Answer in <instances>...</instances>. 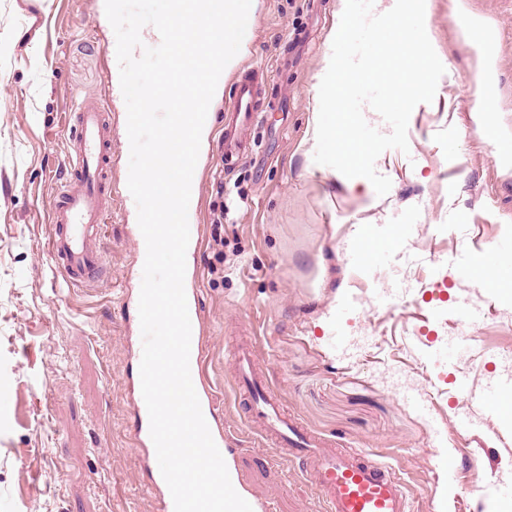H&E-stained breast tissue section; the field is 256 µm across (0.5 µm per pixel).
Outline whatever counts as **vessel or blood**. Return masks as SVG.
<instances>
[{"label":"vessel or blood","instance_id":"b4317fda","mask_svg":"<svg viewBox=\"0 0 512 512\" xmlns=\"http://www.w3.org/2000/svg\"><path fill=\"white\" fill-rule=\"evenodd\" d=\"M233 93L225 107L224 155L243 154L245 129L258 123L262 85L258 73L242 65L232 70ZM73 134L69 140V178L50 204L49 256L53 268L76 288L97 284L106 275L99 244L103 224L112 209L110 173L112 124L107 109L86 106L70 115ZM191 321L190 371L202 412L217 446L232 444L216 405L213 383L205 370L202 311L197 292L187 296ZM252 340L237 344L234 353L235 381L247 395L246 417L264 440L296 463L318 493L325 512H411L405 484L396 470L370 453L337 448L304 428L288 412L280 394L269 387L255 368ZM130 395L137 414L133 445L150 467L151 483L161 512H174V503L163 479L149 432V417L140 382H133ZM231 482L253 512H275L272 499L250 496L238 470H230Z\"/></svg>","mask_w":512,"mask_h":512}]
</instances>
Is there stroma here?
I'll use <instances>...</instances> for the list:
<instances>
[{
  "instance_id": "1",
  "label": "stroma",
  "mask_w": 512,
  "mask_h": 512,
  "mask_svg": "<svg viewBox=\"0 0 512 512\" xmlns=\"http://www.w3.org/2000/svg\"><path fill=\"white\" fill-rule=\"evenodd\" d=\"M252 3L255 42L233 62L263 68L264 111L252 153L228 168L229 88L215 97L194 217L208 235L216 197L229 207L224 274L202 245L195 286L233 463L276 512H320L310 483L238 411L232 353L248 334L302 425L392 465L412 512H499L502 498L484 493L512 468V421L487 405L486 384L512 357V273L481 288L466 265L473 252L512 254V0H427L445 73L411 114L408 152L377 158L383 196L309 152L341 0ZM101 9L0 0V512H159L128 393L142 276L127 143L112 144L108 276L69 287L48 254L69 115L106 102L116 38ZM356 244L366 267L349 261Z\"/></svg>"
}]
</instances>
